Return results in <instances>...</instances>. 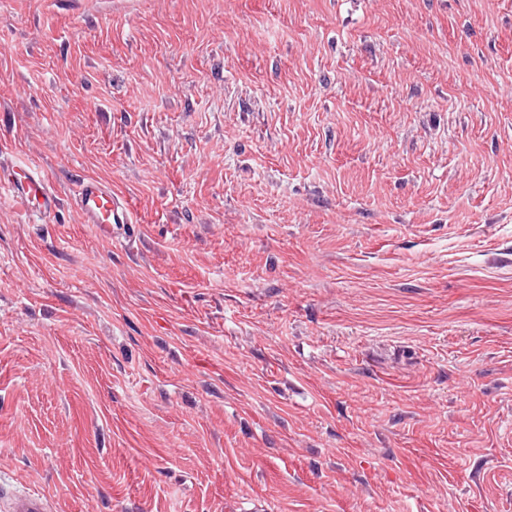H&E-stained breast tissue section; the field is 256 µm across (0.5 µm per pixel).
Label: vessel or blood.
<instances>
[{
    "label": "vessel or blood",
    "mask_w": 512,
    "mask_h": 512,
    "mask_svg": "<svg viewBox=\"0 0 512 512\" xmlns=\"http://www.w3.org/2000/svg\"><path fill=\"white\" fill-rule=\"evenodd\" d=\"M0 190L25 212L50 218L60 211L63 200L49 177L30 165L19 162L0 166ZM72 201L84 223L101 229L115 224H129L132 212L111 185L93 177L78 178L72 190ZM0 498L9 512H49L51 504L40 493L20 492L0 484Z\"/></svg>",
    "instance_id": "vessel-or-blood-1"
}]
</instances>
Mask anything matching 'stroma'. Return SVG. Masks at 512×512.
I'll list each match as a JSON object with an SVG mask.
<instances>
[{
  "label": "stroma",
  "instance_id": "obj_1",
  "mask_svg": "<svg viewBox=\"0 0 512 512\" xmlns=\"http://www.w3.org/2000/svg\"><path fill=\"white\" fill-rule=\"evenodd\" d=\"M0 138V483L512 512V0H0ZM0 190L25 212L44 219L55 216L63 206L49 177L24 162L0 166ZM72 201L84 224L109 230L112 224L133 223L132 212L123 197L96 177H79L72 190Z\"/></svg>",
  "mask_w": 512,
  "mask_h": 512
}]
</instances>
